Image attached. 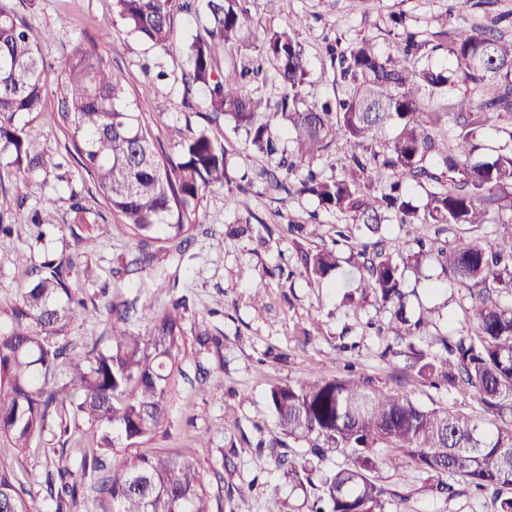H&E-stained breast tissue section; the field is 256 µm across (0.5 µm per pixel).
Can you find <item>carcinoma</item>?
Masks as SVG:
<instances>
[{"instance_id": "1", "label": "carcinoma", "mask_w": 512, "mask_h": 512, "mask_svg": "<svg viewBox=\"0 0 512 512\" xmlns=\"http://www.w3.org/2000/svg\"><path fill=\"white\" fill-rule=\"evenodd\" d=\"M250 0H115L118 16L136 36L165 50L174 15L203 10L207 26L187 46L181 72L184 93H203L211 122L228 120L244 129L249 142L267 155L278 152L283 132L292 136L293 157L280 160L284 178L271 171L259 177L269 190L309 194L327 210L351 214L368 229L386 213L401 224H493L494 245L467 244L438 256L456 280L471 288L493 280L512 292V220L494 215L512 210V148L492 159L470 163L474 134L491 115H512V38L498 32L503 18L475 27L459 22L435 33L448 44L451 65L422 63L430 41L405 35L403 55L383 54L362 39L337 56L340 91L324 101L304 103L307 59L297 28L299 16L264 38L259 52L274 66L282 88L276 110L258 117L251 83L258 74L242 49L254 29ZM48 34L34 32L14 11L0 6V171L31 174L38 158L24 139V118L42 112L50 76L41 53ZM61 118L67 150L94 182L112 213L140 241H188L207 190L227 180L224 146L206 130L169 129L178 148L168 155L141 114L135 112L124 75L96 46L79 47L66 69ZM474 85L478 96L463 95L448 104L459 129L454 144L442 140L437 112L424 106L421 91L443 95L458 83ZM398 132L383 153H355L344 166L358 178L321 177L313 170L295 176L299 163H311L341 134L362 145L385 127ZM433 186L423 207L409 196ZM370 288L381 305L393 310L395 339L420 335L424 316L412 321L404 310L403 271L392 256L356 252ZM336 248L304 258L306 273L323 278L336 269ZM70 256L35 268L36 279L0 327V437L15 448L43 442L48 470L45 499L53 512L78 505L76 473L107 470L104 456L121 445L133 446L165 418L168 385L183 343L184 305L178 301L150 320L143 334L127 328L129 303L106 301L96 308L110 319L108 344L76 350L64 336L75 318L89 314L73 297ZM474 335L440 339L439 351L420 352L417 375L449 386H464L488 414L512 413V307L482 291L472 295ZM282 434L311 443L310 453L340 452L342 466L315 475L307 459L283 454L289 481L311 489L308 512H386L388 490L372 477L377 449L392 448L417 469L437 479L435 489L450 497L455 485L492 493V512H512V421L498 424L446 408H428L401 391L383 390L369 377H309L278 383L268 394ZM83 419L101 431L99 446L68 443ZM449 476L455 484L444 477ZM89 491L108 499L116 512H213L201 472L189 458L165 450L140 453L112 465ZM0 512H34V499L16 485L0 464Z\"/></svg>"}]
</instances>
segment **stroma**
Wrapping results in <instances>:
<instances>
[{"label": "stroma", "instance_id": "stroma-1", "mask_svg": "<svg viewBox=\"0 0 512 512\" xmlns=\"http://www.w3.org/2000/svg\"><path fill=\"white\" fill-rule=\"evenodd\" d=\"M4 2L36 31L52 32L43 54L53 83L78 47L96 44L106 60L123 70L131 97L155 135L165 136L171 126L204 129L226 151L230 187L206 192L188 242L151 243L155 258L142 269L133 264L140 254L137 238L108 211L65 150L54 118L59 99L55 86L48 91L44 112L25 128L39 167L30 176L0 178V223L12 227L11 234H0L1 320L27 288L30 270L62 254L76 257L70 283L85 302L136 301L138 313L128 324L133 333L144 332L151 318L173 301H187L185 342L170 377L166 417L134 445V452L164 448L187 454L204 477L214 512H264L274 493L284 512H306L303 490L289 484L275 457L305 455L309 445L281 441L266 399L271 384L310 375L334 377L348 361L378 385L402 389L423 406L481 413L469 391L435 388L414 374L396 382L397 370L412 361L411 348L395 342L389 313L371 289L359 287L360 272L350 261L348 246H335L339 266L324 279L307 275L300 258L331 245L340 227L353 240L409 254L420 237L437 250L489 244L493 225L401 224L392 217L373 233L310 197L267 191L257 175L275 169L276 158L253 149L232 122L207 123L201 93L183 92L185 48L202 31L204 17L177 14L170 51L163 54L121 25L113 0ZM250 9L256 20L250 41L256 45L268 31L287 27L293 17L303 18L297 34L309 62L305 93L310 100L336 89L329 44L345 46L367 38L393 54L400 36L391 16L405 18L409 29L427 40L441 21H457L453 0H250ZM155 64L166 71V79L146 77L145 66ZM312 219L318 222L316 234L289 233V225ZM99 224L109 225L107 235L97 234ZM402 288L408 313L428 319L417 347L469 331L471 292L435 259L405 267ZM258 303L263 306L259 312L254 309ZM202 332L218 337L220 348H201L196 337ZM204 370L223 378V389H203ZM0 458L12 466L40 512H51L40 489L46 471L43 454L13 448L1 438ZM375 477L392 493L387 512H491L489 495L465 487L453 497L438 496L427 474L390 449L381 451Z\"/></svg>", "mask_w": 512, "mask_h": 512}]
</instances>
